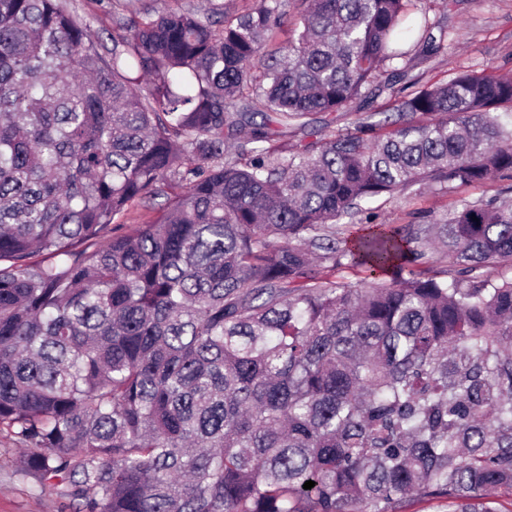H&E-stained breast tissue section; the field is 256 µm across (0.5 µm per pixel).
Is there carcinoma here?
<instances>
[{
    "mask_svg": "<svg viewBox=\"0 0 512 512\" xmlns=\"http://www.w3.org/2000/svg\"><path fill=\"white\" fill-rule=\"evenodd\" d=\"M302 2L265 51L284 0H114L110 49L68 0H0V433L38 493L78 512H500L484 493L512 491V277L487 272L512 267V203L345 235L374 198L512 173V77L372 110L445 32L424 16L405 50L416 0ZM337 112L366 116L313 126ZM435 252L451 280L420 269ZM345 259L367 287L325 276ZM301 3L300 0H286V17L283 19L282 24L279 28L275 29L270 37L269 49L275 47H281L288 44L290 39L291 29L296 15L297 7ZM164 199H157L155 203L161 204ZM146 206L143 203H134L129 206L124 218L123 226L120 231L129 233L133 231L139 224H147L155 219L157 216L158 205Z\"/></svg>",
    "mask_w": 512,
    "mask_h": 512,
    "instance_id": "cac0c4a2",
    "label": "carcinoma"
}]
</instances>
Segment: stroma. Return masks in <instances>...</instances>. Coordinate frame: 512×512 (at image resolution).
<instances>
[{
  "label": "stroma",
  "mask_w": 512,
  "mask_h": 512,
  "mask_svg": "<svg viewBox=\"0 0 512 512\" xmlns=\"http://www.w3.org/2000/svg\"><path fill=\"white\" fill-rule=\"evenodd\" d=\"M428 15L445 28L446 47L429 60L415 61L410 76L419 84L446 81L463 71L512 75V0H435ZM510 197L512 177L498 176L466 189L416 185L380 198L371 208L374 223L402 227L431 223L465 200ZM33 485L0 458V512H75L68 498L33 494Z\"/></svg>",
  "instance_id": "stroma-1"
}]
</instances>
